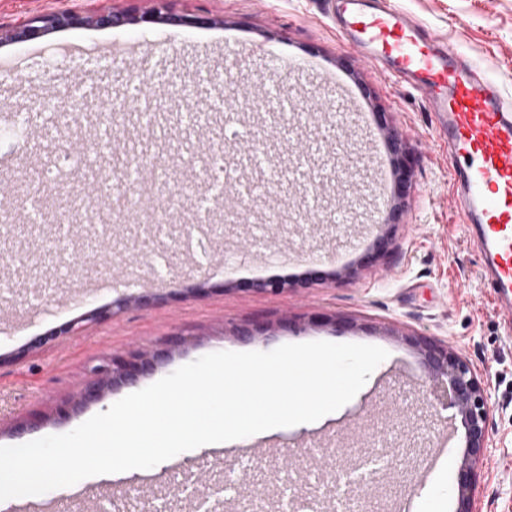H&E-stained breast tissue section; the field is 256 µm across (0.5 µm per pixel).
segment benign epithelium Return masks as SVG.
Segmentation results:
<instances>
[{
  "mask_svg": "<svg viewBox=\"0 0 512 512\" xmlns=\"http://www.w3.org/2000/svg\"><path fill=\"white\" fill-rule=\"evenodd\" d=\"M93 21L101 27L111 29L127 23L124 15L112 10L96 15ZM83 22L84 19L81 16L63 11L41 19L38 25L25 26L18 36L28 40L37 39L51 29L73 26ZM391 148L396 156L394 168L396 192L401 195L406 191L410 180L414 158L403 149L402 142L398 139L392 140ZM80 329L81 326L69 323L45 336L35 337L31 346L40 347L54 342L62 336H73ZM418 347L424 355L426 374L430 382V394L438 400L443 398L448 400V407L455 410L464 429V453L456 474L455 493L458 500L456 512H477L475 507L477 484L475 467L487 459L488 395L478 379L476 371L470 367L466 358L454 348L427 341L418 343ZM165 358V353L160 351L143 352L129 359H113L108 364L93 367L92 372L100 376L101 380L86 389L84 399L100 397L104 386L136 381L140 375L153 369Z\"/></svg>",
  "mask_w": 512,
  "mask_h": 512,
  "instance_id": "7a95c632",
  "label": "benign epithelium"
}]
</instances>
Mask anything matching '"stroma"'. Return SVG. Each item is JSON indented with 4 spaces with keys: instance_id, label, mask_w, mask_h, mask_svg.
I'll list each match as a JSON object with an SVG mask.
<instances>
[{
    "instance_id": "35a3bbf8",
    "label": "stroma",
    "mask_w": 512,
    "mask_h": 512,
    "mask_svg": "<svg viewBox=\"0 0 512 512\" xmlns=\"http://www.w3.org/2000/svg\"><path fill=\"white\" fill-rule=\"evenodd\" d=\"M333 0H0V166L18 178L41 181L65 141L87 148L98 133L122 143L146 140L141 151L108 155L111 188L92 206L134 191L124 174L150 167L156 153L176 159L152 206L171 210L165 225L145 220L107 223L84 217L77 227L25 224L0 239V446L70 432L199 357L218 351L268 352L292 343L329 341L375 345L387 358L347 404L312 423L252 435L222 448H196L171 463L130 470L113 479L88 477L67 489L17 497L0 512H95L90 496L108 492L117 505L136 497L133 512H151L164 491L202 472H229L251 461L245 484L224 512H286L266 471L291 467L295 495L313 497L310 472L329 455L327 473L339 481L379 453L386 469L364 471L359 482L326 495L325 512H455L456 472L448 460L463 452V428L453 409L431 399L414 344L425 337L459 350L482 378L489 396L488 461L478 469V512H512V331L493 312L476 250L459 225L447 153L434 142L433 118L410 85L382 74L331 20ZM436 36L467 55L512 96V0H391ZM71 10L82 25L34 40L11 39L33 20ZM112 10L131 22L101 28L90 18ZM158 12L162 22L141 23ZM179 17L176 25L168 17ZM112 43L135 47V65L113 59L110 75L95 73L88 50ZM305 64L293 75L289 61ZM92 76L95 104L71 94L73 74ZM340 75L350 101H337L327 74ZM150 76L167 106L163 133L147 137L133 112L130 90ZM281 96L337 104L346 129L339 165L354 183L342 191L336 164L304 153L328 143L327 115L270 117L261 103L243 104L257 81ZM70 93L57 106V125L44 122L39 102ZM122 105L112 123L101 109ZM205 111L199 144L187 146L184 113ZM235 124L250 132L247 147L268 165L296 162L317 171L323 209H347L336 226L322 215L301 219L291 193L305 184H267L265 167L233 168L222 189L211 185L202 158L221 142L214 133ZM415 157L403 197H395L392 137ZM386 247H379V239ZM372 262H365L366 254ZM278 281L279 293L251 289ZM109 318L91 321L94 309ZM84 329L40 347L43 336L71 322ZM168 351V358L135 382L82 394L93 365L134 352ZM69 405V417L57 414Z\"/></svg>"
}]
</instances>
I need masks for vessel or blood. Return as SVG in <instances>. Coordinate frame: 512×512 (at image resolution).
<instances>
[{
	"label": "vessel or blood",
	"instance_id": "b4317fda",
	"mask_svg": "<svg viewBox=\"0 0 512 512\" xmlns=\"http://www.w3.org/2000/svg\"><path fill=\"white\" fill-rule=\"evenodd\" d=\"M339 2L337 32L381 69L412 83L426 101L435 139L447 144L453 159L450 179L462 194L465 237L480 256L495 310L512 329V102L463 53L387 0ZM134 110L152 133L161 131L148 81L139 83ZM269 175L280 182L303 180L304 213L320 211L316 179L302 175L297 164L271 167Z\"/></svg>",
	"mask_w": 512,
	"mask_h": 512
}]
</instances>
